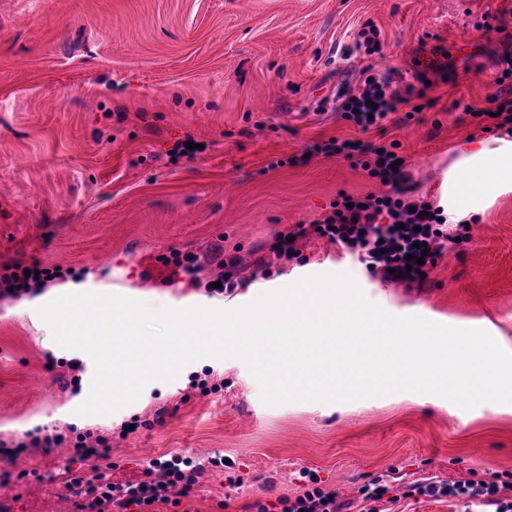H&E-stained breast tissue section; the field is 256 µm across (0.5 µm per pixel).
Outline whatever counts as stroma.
<instances>
[{"label":"stroma","mask_w":512,"mask_h":512,"mask_svg":"<svg viewBox=\"0 0 512 512\" xmlns=\"http://www.w3.org/2000/svg\"><path fill=\"white\" fill-rule=\"evenodd\" d=\"M368 22L380 53L352 49ZM460 41L478 54H449L447 75L431 78L433 108L406 123L390 115L363 134L337 118V92L356 90L363 69L392 73L401 89L419 55ZM506 52L512 0H0V271L38 261L65 270L77 292L220 310L347 272L392 315L482 329L512 352V191L475 213L471 240L422 284L370 274L316 237L300 239L290 259L273 250L279 232L323 218L338 193L380 192L353 161L315 152L332 138L399 142L420 195L439 201L464 144L506 136L482 132L454 106L489 108ZM187 138L201 151L170 159ZM172 249L198 255V284L169 282L157 257ZM229 257L250 285L209 295L206 283ZM53 298L45 290L0 303V436L65 437L27 449L22 480L0 457L6 512H83L88 498L64 481L67 470L98 463L73 446L89 429L110 439L115 483L140 479L149 459L167 454L203 448L226 458L225 468L205 466L177 512H247L296 498L309 488L305 469L343 501L384 480L378 512H460L458 500L412 493L428 479L512 485V404L465 410L400 392L267 406L234 357L192 362L113 414L78 415L95 368L54 341L38 313ZM195 375L219 392L200 396ZM131 422L136 430L122 434Z\"/></svg>","instance_id":"35a3bbf8"}]
</instances>
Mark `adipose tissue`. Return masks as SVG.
I'll return each instance as SVG.
<instances>
[{
    "mask_svg": "<svg viewBox=\"0 0 512 512\" xmlns=\"http://www.w3.org/2000/svg\"><path fill=\"white\" fill-rule=\"evenodd\" d=\"M457 189L448 195V221L456 223L478 211L481 202L512 190V144L495 149L481 147L463 155L455 167Z\"/></svg>",
    "mask_w": 512,
    "mask_h": 512,
    "instance_id": "adipose-tissue-1",
    "label": "adipose tissue"
}]
</instances>
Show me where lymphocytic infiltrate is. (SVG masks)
Instances as JSON below:
<instances>
[{
	"label": "lymphocytic infiltrate",
	"instance_id": "obj_1",
	"mask_svg": "<svg viewBox=\"0 0 512 512\" xmlns=\"http://www.w3.org/2000/svg\"><path fill=\"white\" fill-rule=\"evenodd\" d=\"M425 97V88L410 85L401 91L394 88L391 77L372 73L362 80L357 92L337 94L335 109L341 119L365 132L381 126L399 106ZM323 151L357 159L369 177L384 181L386 189L379 195H366L359 206L353 205L352 195L339 194L330 213L318 223L297 224L291 232L279 234L278 255L292 254L295 239L312 235L356 254L369 272L389 274L395 282L422 283L457 239H469L468 221L449 223L441 205L420 197L413 173L407 164L398 163L391 148L333 138L324 143ZM411 256L416 257V264H408ZM60 276L59 269L37 262L7 267L0 275V301L40 292ZM201 467V462L189 456L157 458L143 469L141 480L123 485L110 482L105 471L94 469L87 481L100 484L101 492L90 507L92 512H143L156 504L176 503L193 490ZM309 480L313 489L295 500H283L281 512H348L347 502L339 500L336 492L317 487V475H310ZM417 491L432 497L461 496L467 503L494 512H512V505L494 498L491 486L481 481L453 485L426 481L418 484Z\"/></svg>",
	"mask_w": 512,
	"mask_h": 512
}]
</instances>
